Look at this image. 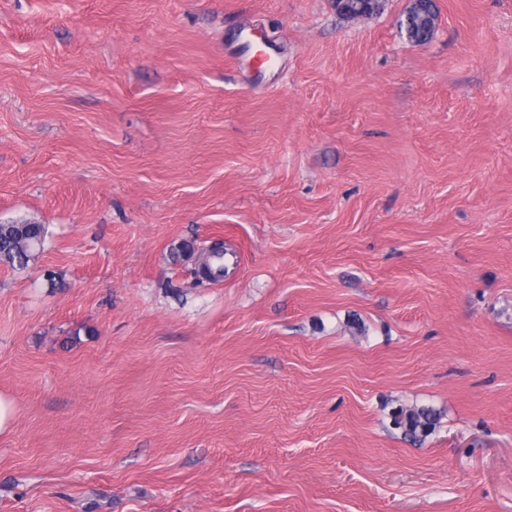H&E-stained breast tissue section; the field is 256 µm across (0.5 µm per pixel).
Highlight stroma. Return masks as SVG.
Wrapping results in <instances>:
<instances>
[{"label":"stroma","instance_id":"stroma-1","mask_svg":"<svg viewBox=\"0 0 512 512\" xmlns=\"http://www.w3.org/2000/svg\"><path fill=\"white\" fill-rule=\"evenodd\" d=\"M436 4L0 0V512H512V0ZM44 224L23 220L0 223V264L24 268L43 248ZM440 413L432 407L422 406L399 409L393 414V425L402 431L404 438L420 442L435 430Z\"/></svg>","mask_w":512,"mask_h":512}]
</instances>
